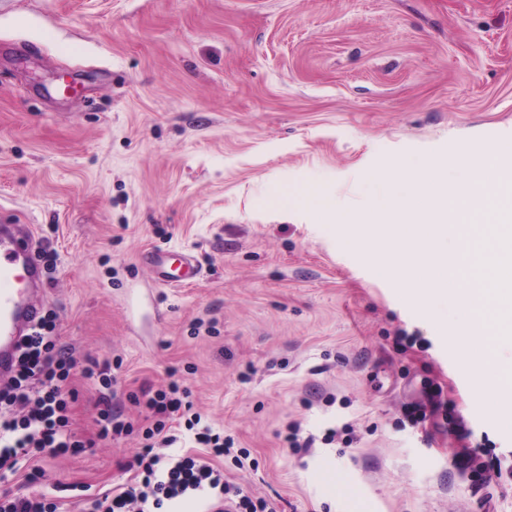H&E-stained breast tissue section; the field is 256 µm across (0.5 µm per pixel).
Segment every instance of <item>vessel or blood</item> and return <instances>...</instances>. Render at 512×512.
Masks as SVG:
<instances>
[{"label": "vessel or blood", "mask_w": 512, "mask_h": 512, "mask_svg": "<svg viewBox=\"0 0 512 512\" xmlns=\"http://www.w3.org/2000/svg\"><path fill=\"white\" fill-rule=\"evenodd\" d=\"M155 280L166 285H186L200 274L192 256L172 259L166 253L147 258ZM47 293L43 268L36 255L30 225H0V382L13 374L18 347L31 334Z\"/></svg>", "instance_id": "b4317fda"}]
</instances>
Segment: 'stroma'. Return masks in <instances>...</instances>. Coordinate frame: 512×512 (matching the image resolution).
<instances>
[{
  "mask_svg": "<svg viewBox=\"0 0 512 512\" xmlns=\"http://www.w3.org/2000/svg\"><path fill=\"white\" fill-rule=\"evenodd\" d=\"M509 137L512 0H0V217L51 256L62 346L119 362L139 424L128 393L183 381L257 461L225 458L226 479L278 512H512V405L463 358L456 299L408 301L400 243L369 257L268 191L355 215L367 173L439 162L455 183L463 148ZM152 252L194 256L198 280L156 283ZM71 385L95 438L99 383ZM294 426L311 447H288ZM138 445L98 441L0 492L82 512L73 485L131 482Z\"/></svg>",
  "mask_w": 512,
  "mask_h": 512,
  "instance_id": "stroma-1",
  "label": "stroma"
}]
</instances>
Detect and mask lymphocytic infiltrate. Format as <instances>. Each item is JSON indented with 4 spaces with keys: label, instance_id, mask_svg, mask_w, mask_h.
I'll list each match as a JSON object with an SVG mask.
<instances>
[{
    "label": "lymphocytic infiltrate",
    "instance_id": "obj_1",
    "mask_svg": "<svg viewBox=\"0 0 512 512\" xmlns=\"http://www.w3.org/2000/svg\"><path fill=\"white\" fill-rule=\"evenodd\" d=\"M77 365L75 357L60 345L53 313H45L19 350L13 376L0 385V481L28 469L29 480L41 478L31 460L78 453L94 447L95 441L80 436L71 427V406L77 394L69 380ZM101 386L95 404L98 437L105 439L140 431L144 445L128 469L136 481L122 491L89 501L88 512H169L180 500L205 498L211 506L229 512H275L266 500L253 497L242 486L226 480L218 458L229 454L231 440L201 426L193 413L190 393L178 381L142 391L148 423L137 428L123 419L116 403L117 379L109 366L89 362L84 368ZM185 420L193 440L206 448L203 456L171 453L176 436L167 434L169 421Z\"/></svg>",
    "mask_w": 512,
    "mask_h": 512
}]
</instances>
